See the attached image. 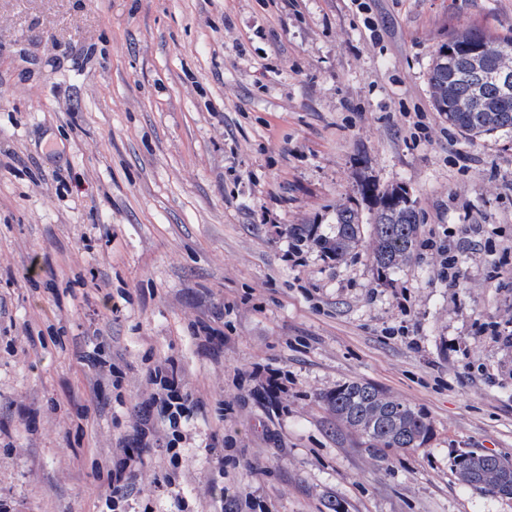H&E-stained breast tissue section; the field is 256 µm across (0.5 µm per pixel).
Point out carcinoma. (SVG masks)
I'll return each mask as SVG.
<instances>
[{
  "mask_svg": "<svg viewBox=\"0 0 512 512\" xmlns=\"http://www.w3.org/2000/svg\"><path fill=\"white\" fill-rule=\"evenodd\" d=\"M474 37L489 50L480 82L473 78L463 52V46ZM439 48L448 49V60L434 58L428 73L433 109L471 141L495 132H511L512 97L500 96L493 73L500 66L512 68V37L493 36L468 26L453 32ZM473 95L481 101L479 108L467 112L453 108L458 100ZM362 191L376 195L380 203L372 219L370 258L378 273L386 275L399 269L413 255L418 224L416 206L407 204V190L402 186L381 190L367 184ZM362 226L359 211L342 206L336 210L333 235H318L307 227H295L292 234L301 235L304 241L339 261L359 244ZM323 401L336 420L361 435L370 448L391 451L421 448L434 435L433 424L426 414L369 382L345 381L326 393ZM457 475L467 487L512 497V461L500 456L469 451Z\"/></svg>",
  "mask_w": 512,
  "mask_h": 512,
  "instance_id": "carcinoma-1",
  "label": "carcinoma"
}]
</instances>
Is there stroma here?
Here are the masks:
<instances>
[{
	"mask_svg": "<svg viewBox=\"0 0 512 512\" xmlns=\"http://www.w3.org/2000/svg\"><path fill=\"white\" fill-rule=\"evenodd\" d=\"M467 25L512 36V0H0V499L108 512L99 474L168 358L206 405L128 512H175L170 472L190 512H220L213 482L261 512H512L453 465L512 459V133L469 142L427 82ZM368 182L416 202L406 265L378 275L368 232L285 262L290 228L370 218ZM347 380L430 442L368 447L322 400Z\"/></svg>",
	"mask_w": 512,
	"mask_h": 512,
	"instance_id": "1",
	"label": "stroma"
}]
</instances>
